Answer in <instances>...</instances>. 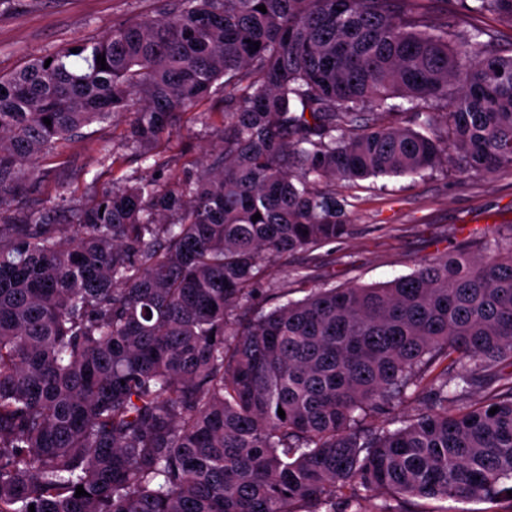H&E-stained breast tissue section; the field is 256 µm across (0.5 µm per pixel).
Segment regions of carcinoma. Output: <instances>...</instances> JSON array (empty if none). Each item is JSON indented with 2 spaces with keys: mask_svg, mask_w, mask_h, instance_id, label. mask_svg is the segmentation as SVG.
Wrapping results in <instances>:
<instances>
[{
  "mask_svg": "<svg viewBox=\"0 0 512 512\" xmlns=\"http://www.w3.org/2000/svg\"><path fill=\"white\" fill-rule=\"evenodd\" d=\"M160 2L0 74V512L507 496L512 229L383 285L255 295L279 288L265 260L350 234L329 183L512 168V48L469 22L512 27V0ZM217 96L197 168L10 211L82 128L123 119L147 162ZM410 395L425 408L375 423Z\"/></svg>",
  "mask_w": 512,
  "mask_h": 512,
  "instance_id": "carcinoma-1",
  "label": "carcinoma"
}]
</instances>
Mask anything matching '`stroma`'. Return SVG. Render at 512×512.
I'll list each match as a JSON object with an SVG mask.
<instances>
[{"label": "stroma", "mask_w": 512, "mask_h": 512, "mask_svg": "<svg viewBox=\"0 0 512 512\" xmlns=\"http://www.w3.org/2000/svg\"><path fill=\"white\" fill-rule=\"evenodd\" d=\"M155 0H21L0 8V73L29 59L108 32L131 14L156 9ZM123 122L94 123L40 160L41 177L19 200L22 208L64 207L71 198L92 202L114 179L141 175L136 154L124 152L114 168L101 166L102 146H121ZM215 140L193 114L177 120L170 137L153 152L161 158L157 178L167 181L192 169ZM353 229L346 239L288 259L275 260L268 274L297 301L321 286L378 285L412 273L443 252L479 254L480 240L512 228V169L461 178L455 170L415 177L366 179L339 187ZM409 512H512V499L493 502L416 499Z\"/></svg>", "instance_id": "obj_1"}]
</instances>
